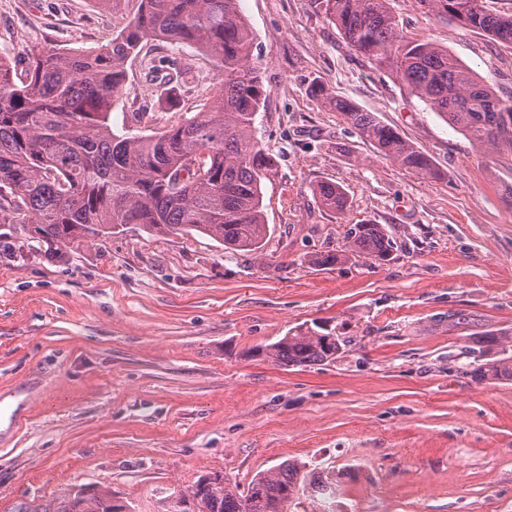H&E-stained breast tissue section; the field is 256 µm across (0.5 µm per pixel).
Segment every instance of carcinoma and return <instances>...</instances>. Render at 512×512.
Returning a JSON list of instances; mask_svg holds the SVG:
<instances>
[{
	"label": "carcinoma",
	"mask_w": 512,
	"mask_h": 512,
	"mask_svg": "<svg viewBox=\"0 0 512 512\" xmlns=\"http://www.w3.org/2000/svg\"><path fill=\"white\" fill-rule=\"evenodd\" d=\"M136 13L96 51L55 47L11 61L0 54V214L27 218L54 253L128 224L150 236L195 234L228 253L257 252L269 233L263 181L277 161L253 135V116L268 96L254 54L252 30L239 0H137ZM428 11L482 32L512 48V14L493 13L485 0H419ZM347 44L379 69H388L411 93L482 148L512 151V96L482 82L468 66L428 41L400 34L389 0H320ZM160 40L206 55L215 73L208 106L186 121L151 135H117L110 116L128 77L127 62L143 42ZM152 79L168 87V101L190 88L189 65L173 57L152 66ZM336 111L378 153L413 172H433L431 160L384 124L344 100ZM322 206L341 212L346 190L317 185ZM348 248L315 253L309 262L331 268L353 256L384 265L396 242L383 224H354ZM312 328L288 332L262 347L265 357L292 367L330 364L349 346ZM463 370L479 380H512V359L479 362ZM294 459L258 474L244 490L221 475L189 489L206 512H287L305 482ZM56 512H122L103 489L82 492Z\"/></svg>",
	"instance_id": "carcinoma-1"
}]
</instances>
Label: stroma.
Segmentation results:
<instances>
[{"label":"stroma","mask_w":512,"mask_h":512,"mask_svg":"<svg viewBox=\"0 0 512 512\" xmlns=\"http://www.w3.org/2000/svg\"><path fill=\"white\" fill-rule=\"evenodd\" d=\"M269 95L254 134L278 161L262 184L261 252L135 225L46 256L28 227L0 240V512H56L108 488L124 512H167L200 477L244 488L296 459L336 488L333 512H512V380L459 375L471 349L512 357V157L480 148L355 53L319 0H240ZM401 33L512 92V49L390 0ZM136 0H0V52L109 43ZM181 55L192 90L169 104L146 79ZM117 133L150 135L209 102V61L162 41L127 63ZM374 113L438 176L380 156L313 84ZM346 189L340 213L318 184ZM397 248L331 269L351 225ZM351 337L327 365L287 367L257 346L297 327Z\"/></svg>","instance_id":"1"}]
</instances>
